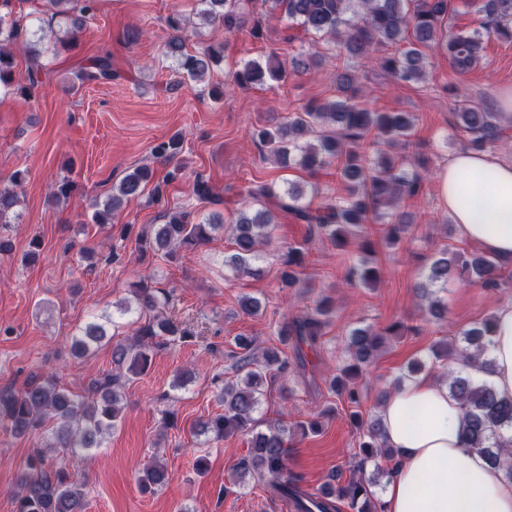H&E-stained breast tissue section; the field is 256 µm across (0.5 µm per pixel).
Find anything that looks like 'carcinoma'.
<instances>
[{"instance_id": "carcinoma-1", "label": "carcinoma", "mask_w": 512, "mask_h": 512, "mask_svg": "<svg viewBox=\"0 0 512 512\" xmlns=\"http://www.w3.org/2000/svg\"><path fill=\"white\" fill-rule=\"evenodd\" d=\"M49 0L53 15L71 19L66 42L76 39L93 11V0ZM270 18L297 24L326 42L339 44L346 54L369 61L373 53L385 45L405 44L398 54L382 59L383 70L399 82H419L428 73L427 50L437 47L448 55L452 68L463 75L482 58L484 38L494 36L512 42V0H474L480 27L472 31L449 29L448 0H262ZM250 0H198V15L218 22L224 32L232 34L244 27ZM174 31L165 44V55L174 59L182 73L203 80L212 66L224 60L226 46L212 45L201 54L185 51L182 36V12L169 17ZM19 19L0 14V87L14 88L32 98L38 88V69L28 71L25 82L15 80L12 47L27 41ZM114 76L108 56L94 59L80 74L87 83L110 81ZM288 76L283 65H265L256 60L237 64L233 82L238 86L280 81ZM359 75L354 70L336 73V90L341 97L332 102L309 103L285 117L275 127H257L252 138L265 148L276 162L312 173L332 161L338 162L339 177L345 195L336 196L319 189L307 198L304 186L286 182L249 187L240 206L229 211L234 252L227 260L235 275L252 273V265L261 258L262 247L269 244L272 230L280 214L292 215L308 225L309 240L327 239L345 248L350 237L360 239L361 256L350 267L353 283L375 284L379 271L369 254L370 242L365 224L370 221L385 226L384 238L390 245L407 239L411 224L402 204L419 196L425 185L426 161L409 154L413 117L409 112H378L360 102ZM455 130L476 151H491L512 136V121L504 113L494 112L484 104L461 97L454 105ZM182 146L181 138L172 136L153 147L155 156L173 159ZM26 173L18 170L11 184L0 187V224L10 223V215L20 204L18 189ZM153 181L150 168L141 166L126 174L104 203H93L92 220L96 224L112 223V216L122 200L141 195ZM192 197L200 203L224 204L213 194L201 175L194 181ZM222 225L194 220L193 212L183 209L167 214V222L154 225V233L137 234L139 258L150 261L158 255L174 261L180 250L192 251L207 244ZM283 284L298 283L297 269L304 262V248L289 246L279 255ZM504 265L483 252L464 254L444 249L428 267L425 281L419 285V299L434 321L447 318V308L437 290L451 280L475 282L484 288H502L512 282L503 276ZM138 318L133 343H117L112 349L114 372L102 380L91 382L83 394L61 385L54 374H33L19 390L0 391V425L15 436L36 434L41 445L28 455L14 494L13 512H85L83 486L71 480L61 467L50 462V452L67 449L72 456L86 459L102 447L106 435L112 433L121 419V379L147 372L153 360V349L161 344H185L195 332L163 310L172 302L173 294L143 278L131 285ZM333 313L332 300L321 296L315 307L278 326L277 335L283 345L294 337L295 345L314 349L323 336L327 318ZM148 319H143V316ZM495 315L490 314L472 327L458 331L457 347L446 341L431 349V363L450 361L466 366L477 363L486 369L490 337ZM410 327L401 321L382 331L353 329L347 340L346 359L329 380V388L351 404L360 400L357 380L364 379L368 366L382 350L385 337L403 336ZM112 341L105 325L90 323L71 337L70 350L76 357L89 355L103 341ZM237 379L224 384L222 412L200 422L201 433L216 438L243 433L248 436V452L233 467L242 481L253 478L266 482L270 494L293 503L296 512H336V501L347 502L352 512H378L373 487L376 479L351 477L339 485L326 484L321 491L309 495L300 491L299 478L288 473V448L292 438L317 432L320 421L295 420L291 424L277 422L261 428L259 412L264 385L291 372L288 356L268 349L257 356L254 341L239 338ZM448 391L461 406L465 447L484 455L492 464L503 468L512 480V399L501 398L490 384L462 372L450 377ZM359 428V462L362 471L379 458L393 461L398 453L386 444L381 419L355 420ZM172 474L158 459L138 470V482L144 490L168 485Z\"/></svg>"}]
</instances>
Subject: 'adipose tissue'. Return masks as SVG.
Instances as JSON below:
<instances>
[{
    "instance_id": "ef3b65f1",
    "label": "adipose tissue",
    "mask_w": 512,
    "mask_h": 512,
    "mask_svg": "<svg viewBox=\"0 0 512 512\" xmlns=\"http://www.w3.org/2000/svg\"><path fill=\"white\" fill-rule=\"evenodd\" d=\"M438 197L460 235L512 263V161L463 149L436 175ZM490 370L471 368L497 394L512 398V304L497 310ZM384 434L401 455L384 491L385 512H512V480L483 455L464 448L461 409L428 376L390 394Z\"/></svg>"
}]
</instances>
